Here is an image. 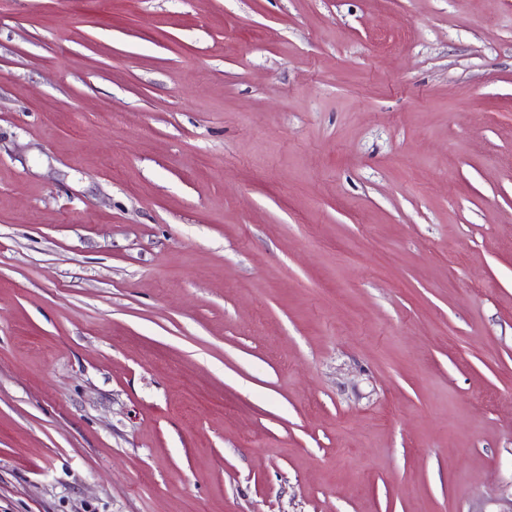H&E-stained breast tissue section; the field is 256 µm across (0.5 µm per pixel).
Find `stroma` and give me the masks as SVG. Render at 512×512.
<instances>
[{"label": "stroma", "mask_w": 512, "mask_h": 512, "mask_svg": "<svg viewBox=\"0 0 512 512\" xmlns=\"http://www.w3.org/2000/svg\"><path fill=\"white\" fill-rule=\"evenodd\" d=\"M0 512H512V0H0Z\"/></svg>", "instance_id": "stroma-1"}]
</instances>
